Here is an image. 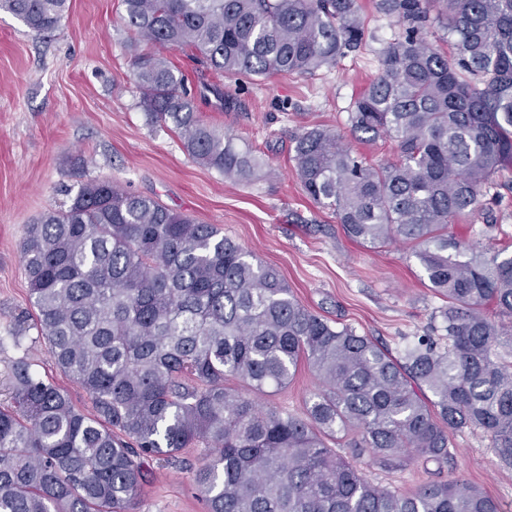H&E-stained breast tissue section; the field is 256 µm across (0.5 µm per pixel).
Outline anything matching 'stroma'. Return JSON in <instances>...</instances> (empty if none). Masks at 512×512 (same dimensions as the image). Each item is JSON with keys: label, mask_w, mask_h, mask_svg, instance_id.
Instances as JSON below:
<instances>
[{"label": "stroma", "mask_w": 512, "mask_h": 512, "mask_svg": "<svg viewBox=\"0 0 512 512\" xmlns=\"http://www.w3.org/2000/svg\"><path fill=\"white\" fill-rule=\"evenodd\" d=\"M365 41L335 67L312 75L275 74L252 80L201 75L183 51L170 60L189 77L202 119L223 128L239 148L264 159L259 176L234 183L188 155L172 126L151 122L140 105L131 66V34L121 0H70L59 26L30 31L0 11V400L9 399L11 363L27 357L43 380L65 389L76 408L90 410L86 392L57 368L49 345L30 328L15 341L16 318L29 309L21 243L29 224L69 205L82 184L109 180L155 198L205 224L276 267L313 313L373 337L401 355L429 334L442 306L410 247L372 248L351 240L332 210L312 202L295 175L293 138L303 128L336 130L373 164L394 161L393 143L369 144L350 131L348 114L378 72L382 48L400 31L377 0H358ZM219 81L223 99L201 95L200 81ZM490 213L477 210L451 226L463 243L512 254V172L499 179ZM318 382L300 368L288 389L261 397L267 407L303 412ZM445 466L414 463L388 472L371 458L361 468L374 483L404 490L427 480L457 479L512 512V465L495 454L482 431L454 433ZM203 448L151 461L140 512H206L192 471Z\"/></svg>", "instance_id": "35a3bbf8"}]
</instances>
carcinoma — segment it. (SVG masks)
<instances>
[{
  "instance_id": "1",
  "label": "carcinoma",
  "mask_w": 512,
  "mask_h": 512,
  "mask_svg": "<svg viewBox=\"0 0 512 512\" xmlns=\"http://www.w3.org/2000/svg\"><path fill=\"white\" fill-rule=\"evenodd\" d=\"M134 33L141 107L173 125L185 151L229 181L261 158L204 122L186 75L167 57L190 52L207 71L243 78L312 75L359 50L357 0H122ZM401 32L348 115L352 134L394 142L373 165L333 129L294 137L305 194L345 234L411 246L447 301L434 335L394 357L373 338L305 308L280 272L224 236L109 181L84 184L66 209L29 225L21 245L33 313L59 370L89 395L74 407L24 357L0 405V512H138L147 464L203 444L194 483L207 512H499L457 480L411 492L376 484L388 470L448 463L451 435L481 430L512 463V256L464 244L448 227L483 208L512 169V0H379ZM67 0H0L41 34ZM442 28L447 52L430 39ZM145 43L150 51L137 49ZM318 389L300 415L257 396L288 388L299 366ZM247 392L229 389L227 377ZM350 439L349 454L327 440Z\"/></svg>"
}]
</instances>
